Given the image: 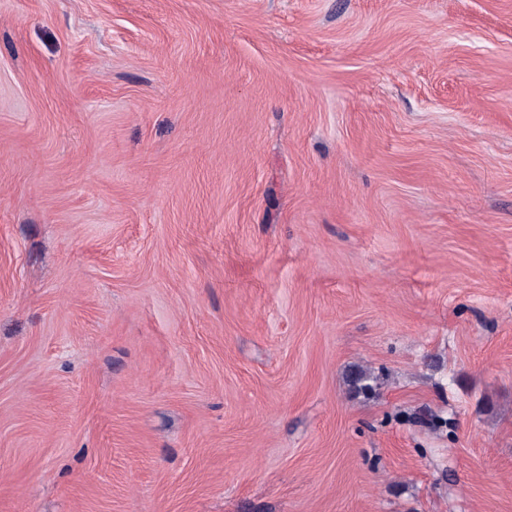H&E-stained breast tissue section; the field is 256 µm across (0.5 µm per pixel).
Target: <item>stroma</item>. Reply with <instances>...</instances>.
<instances>
[{
  "label": "stroma",
  "instance_id": "1",
  "mask_svg": "<svg viewBox=\"0 0 512 512\" xmlns=\"http://www.w3.org/2000/svg\"><path fill=\"white\" fill-rule=\"evenodd\" d=\"M0 512H512V0H0Z\"/></svg>",
  "mask_w": 512,
  "mask_h": 512
}]
</instances>
